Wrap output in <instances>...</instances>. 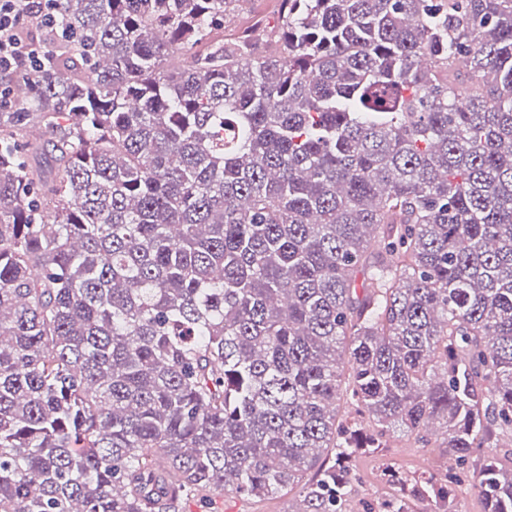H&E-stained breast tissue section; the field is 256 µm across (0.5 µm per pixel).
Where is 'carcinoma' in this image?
I'll list each match as a JSON object with an SVG mask.
<instances>
[{
	"instance_id": "1",
	"label": "carcinoma",
	"mask_w": 512,
	"mask_h": 512,
	"mask_svg": "<svg viewBox=\"0 0 512 512\" xmlns=\"http://www.w3.org/2000/svg\"><path fill=\"white\" fill-rule=\"evenodd\" d=\"M55 2L0 112V512H342L394 430L496 447L512 0H281L265 55L212 37L235 0ZM474 475L512 512V469ZM296 491L283 492L272 498L255 499L226 493L216 496L212 504L189 500L182 504L183 512H292L300 508Z\"/></svg>"
}]
</instances>
